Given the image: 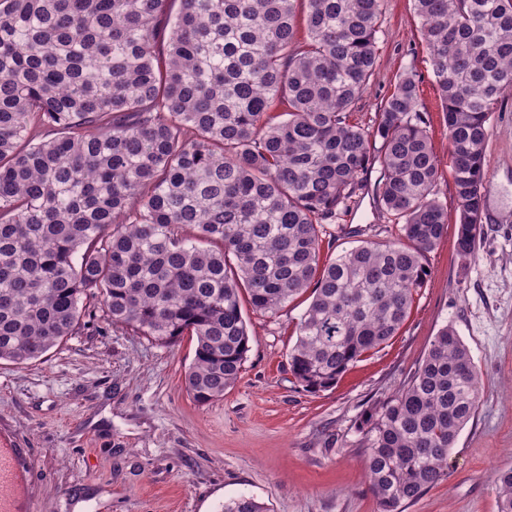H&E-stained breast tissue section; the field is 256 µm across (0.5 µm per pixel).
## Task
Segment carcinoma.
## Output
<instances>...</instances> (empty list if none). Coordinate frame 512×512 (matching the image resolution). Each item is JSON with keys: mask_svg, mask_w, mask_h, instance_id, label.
<instances>
[{"mask_svg": "<svg viewBox=\"0 0 512 512\" xmlns=\"http://www.w3.org/2000/svg\"><path fill=\"white\" fill-rule=\"evenodd\" d=\"M413 2L467 261L512 91V0ZM382 17L383 0H0V361L42 358L95 310L158 344L189 338L185 386L206 405L240 379L245 302L271 318L312 289L288 350L310 392L396 336L448 210L415 74L371 128L352 121ZM376 164L397 236L322 258ZM481 397L470 349L443 326L361 421L378 512L448 477ZM496 497L512 512V468ZM220 512L268 508L240 495Z\"/></svg>", "mask_w": 512, "mask_h": 512, "instance_id": "obj_1", "label": "carcinoma"}]
</instances>
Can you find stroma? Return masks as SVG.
<instances>
[{
	"mask_svg": "<svg viewBox=\"0 0 512 512\" xmlns=\"http://www.w3.org/2000/svg\"><path fill=\"white\" fill-rule=\"evenodd\" d=\"M419 27L412 0H384L379 65L353 118L370 125L396 75L414 70L445 165L448 132ZM487 173L475 256L460 261L448 232L398 335L331 388L305 391L288 365L299 300L273 318L244 308L254 339L241 378L207 405L185 387L190 340L162 346L97 315L40 360L0 364V443L29 476L31 512H216L240 494L270 512H377L358 424L447 324L468 345L483 396L448 454L447 478L404 512H497L494 478L512 467V92L492 119ZM380 180V169L369 172L323 256L391 236Z\"/></svg>",
	"mask_w": 512,
	"mask_h": 512,
	"instance_id": "obj_1",
	"label": "stroma"
}]
</instances>
